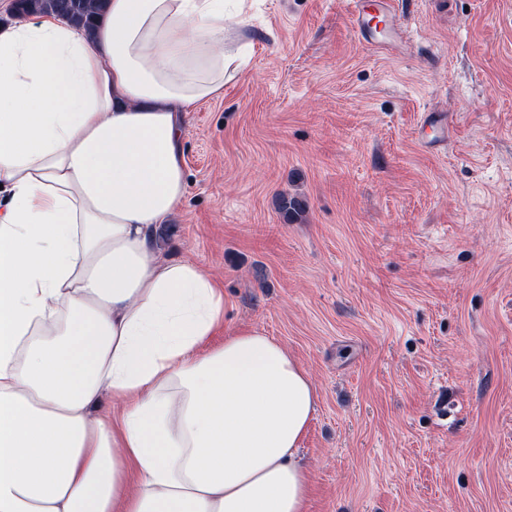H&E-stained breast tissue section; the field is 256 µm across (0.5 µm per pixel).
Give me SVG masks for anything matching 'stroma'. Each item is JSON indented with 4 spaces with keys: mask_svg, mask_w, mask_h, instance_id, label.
<instances>
[{
    "mask_svg": "<svg viewBox=\"0 0 512 512\" xmlns=\"http://www.w3.org/2000/svg\"><path fill=\"white\" fill-rule=\"evenodd\" d=\"M349 2L226 29L247 63L186 115L164 256L310 373L307 512H512V0H396L386 50Z\"/></svg>",
    "mask_w": 512,
    "mask_h": 512,
    "instance_id": "35a3bbf8",
    "label": "stroma"
}]
</instances>
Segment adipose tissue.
<instances>
[{
  "label": "adipose tissue",
  "instance_id": "adipose-tissue-1",
  "mask_svg": "<svg viewBox=\"0 0 512 512\" xmlns=\"http://www.w3.org/2000/svg\"><path fill=\"white\" fill-rule=\"evenodd\" d=\"M226 20L106 0L90 34L0 27V512H307L313 380L262 331L212 343L222 289L156 237L186 112L242 67Z\"/></svg>",
  "mask_w": 512,
  "mask_h": 512
}]
</instances>
